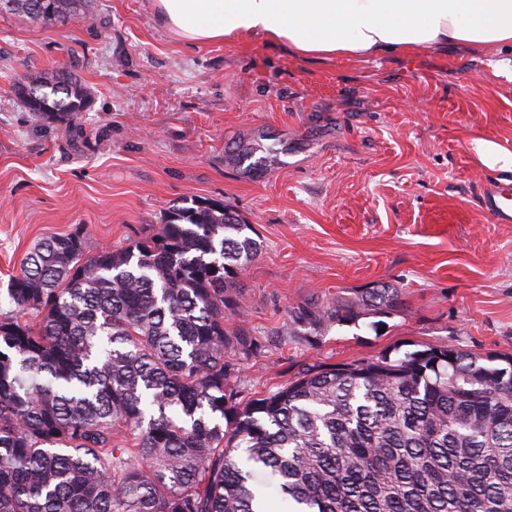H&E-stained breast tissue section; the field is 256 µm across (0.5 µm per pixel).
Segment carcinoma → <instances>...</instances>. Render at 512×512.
<instances>
[{
    "instance_id": "carcinoma-1",
    "label": "carcinoma",
    "mask_w": 512,
    "mask_h": 512,
    "mask_svg": "<svg viewBox=\"0 0 512 512\" xmlns=\"http://www.w3.org/2000/svg\"><path fill=\"white\" fill-rule=\"evenodd\" d=\"M85 0H0L34 19ZM35 121L87 111L85 84L28 69L12 85ZM253 227L222 203L184 201L124 249L79 229L40 239L0 315V512H255V476L291 512H512V357L453 344L393 359L313 363L239 406L263 347L236 278ZM404 308L389 283L291 312L310 344L333 324Z\"/></svg>"
}]
</instances>
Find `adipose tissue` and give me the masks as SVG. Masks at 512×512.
Segmentation results:
<instances>
[{"label":"adipose tissue","instance_id":"1","mask_svg":"<svg viewBox=\"0 0 512 512\" xmlns=\"http://www.w3.org/2000/svg\"><path fill=\"white\" fill-rule=\"evenodd\" d=\"M154 9L190 45L260 36L311 59L512 50V0H154Z\"/></svg>","mask_w":512,"mask_h":512}]
</instances>
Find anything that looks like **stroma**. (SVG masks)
Segmentation results:
<instances>
[{
  "label": "stroma",
  "mask_w": 512,
  "mask_h": 512,
  "mask_svg": "<svg viewBox=\"0 0 512 512\" xmlns=\"http://www.w3.org/2000/svg\"><path fill=\"white\" fill-rule=\"evenodd\" d=\"M507 51L303 59L254 38L190 46L152 0H92L62 22L0 13V313L39 239L81 228L123 248L186 199L233 208L260 256L238 278L246 324L274 343L241 371L243 398L306 365L346 364L426 345L512 355V224L482 210V188L512 171L471 142L512 153ZM70 69L91 91L74 130L32 121L11 85L26 67ZM378 282L405 307L288 335L289 311ZM472 149L481 163L488 168L512 170V153L503 151L495 143L483 139H474Z\"/></svg>",
  "instance_id": "35a3bbf8"
}]
</instances>
